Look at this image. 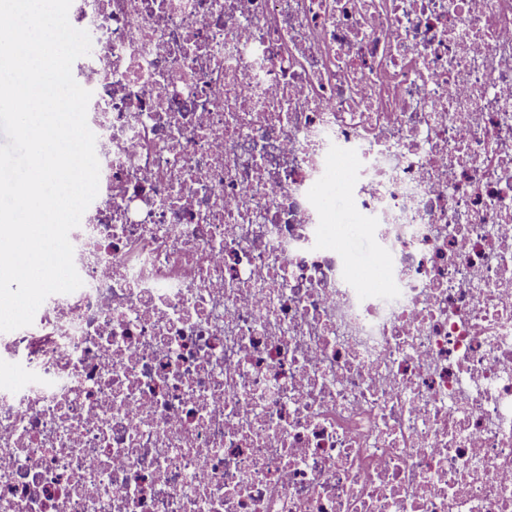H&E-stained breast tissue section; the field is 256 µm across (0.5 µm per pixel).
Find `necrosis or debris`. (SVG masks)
I'll return each mask as SVG.
<instances>
[{"label": "necrosis or debris", "mask_w": 512, "mask_h": 512, "mask_svg": "<svg viewBox=\"0 0 512 512\" xmlns=\"http://www.w3.org/2000/svg\"><path fill=\"white\" fill-rule=\"evenodd\" d=\"M68 18L99 191L0 332V512H512V0ZM358 219L353 211L352 202L346 192L340 187L336 195L335 211L331 224L337 225L336 237L342 235L346 250L356 270H361L369 262L375 247L374 241L353 231V225Z\"/></svg>", "instance_id": "1"}]
</instances>
